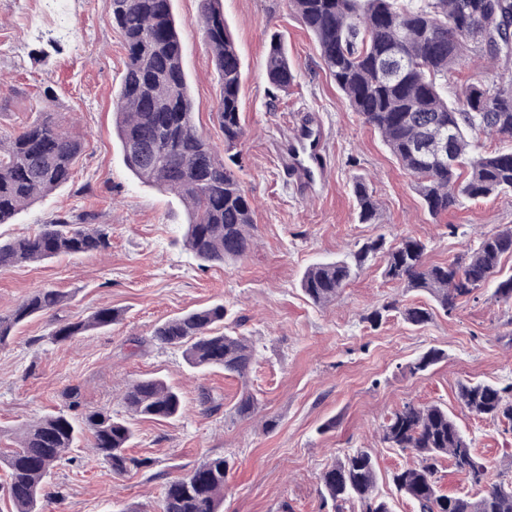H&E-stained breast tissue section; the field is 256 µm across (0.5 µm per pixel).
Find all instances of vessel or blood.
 <instances>
[{
	"label": "vessel or blood",
	"instance_id": "b4317fda",
	"mask_svg": "<svg viewBox=\"0 0 512 512\" xmlns=\"http://www.w3.org/2000/svg\"><path fill=\"white\" fill-rule=\"evenodd\" d=\"M290 185L300 195L313 194L327 174L328 138L320 117L304 112L295 121L284 145Z\"/></svg>",
	"mask_w": 512,
	"mask_h": 512
}]
</instances>
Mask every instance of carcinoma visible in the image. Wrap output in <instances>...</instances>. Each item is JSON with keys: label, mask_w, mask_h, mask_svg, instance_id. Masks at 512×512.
<instances>
[{"label": "carcinoma", "mask_w": 512, "mask_h": 512, "mask_svg": "<svg viewBox=\"0 0 512 512\" xmlns=\"http://www.w3.org/2000/svg\"><path fill=\"white\" fill-rule=\"evenodd\" d=\"M288 8L315 38L320 58L351 109L377 133L415 181L429 214L438 218L464 200L512 192V145L488 154L475 152L474 137L512 138V78L476 80L450 103L438 81L470 62L508 64L489 35L512 39V0H287ZM110 20L126 52L120 90L113 100L114 128L126 168L143 185L176 195L190 215L184 246L201 265L243 257L254 244L253 203L234 172L224 166L210 142L196 129L194 103L183 67V45L172 0H110ZM481 16L485 34L471 28ZM205 43L218 71L221 91L215 104L224 147L237 148L243 135V69L224 20L222 0H201ZM269 83L287 88L295 80L286 49L273 35L264 58ZM447 137L449 164L437 160L429 146ZM83 142L64 131L53 114L8 137L0 136V224L53 189L70 181ZM356 217L375 224L378 203L366 180L353 182ZM111 247L109 228L94 224L91 213L66 214L32 236L0 240V273L24 262L60 255L102 254ZM426 245L403 236L386 246L379 235L346 257L309 265L301 278L304 294L315 304L336 301L353 275L381 255L383 277L406 291L423 292L450 314L471 292L475 281L492 289L495 301L512 306V274L502 260L512 256V227L480 235L470 247L446 262L427 263ZM64 301L53 288H41L0 313V346L20 325L46 314ZM391 312L422 326L432 312L421 305L386 301L365 316L378 326ZM227 309L217 303L191 310L159 324L153 341L183 349L194 369H221L246 377L256 353L247 336L224 332ZM110 307L85 319L60 322L49 332L51 343L75 340L118 320ZM431 348L410 367L424 372L441 358ZM67 410L49 413L28 425L18 448L0 456L8 472L14 512H42L51 471L84 436L93 453L112 473L126 474L149 461L129 455L135 438L131 419L175 420L183 414L181 396L162 378L148 376L126 385L121 403L126 415L81 410L79 394H67ZM456 399L468 412L512 427V383L461 381ZM242 418L259 412L257 398L245 393L234 405ZM382 441L411 451L413 459L394 471L396 488L415 512H512V481L487 480L488 467L472 440L460 430L448 407L412 402L392 412L381 425ZM448 460L479 495L445 494L438 488L442 460ZM230 461L221 455L201 461L188 474L166 482L157 512H222L224 481ZM322 498L336 512L345 505L358 512H392L376 494L377 470L371 452L358 448L336 458L319 476Z\"/></svg>", "instance_id": "cac0c4a2"}]
</instances>
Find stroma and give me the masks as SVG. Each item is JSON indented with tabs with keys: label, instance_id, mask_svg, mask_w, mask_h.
<instances>
[{
	"label": "stroma",
	"instance_id": "stroma-1",
	"mask_svg": "<svg viewBox=\"0 0 512 512\" xmlns=\"http://www.w3.org/2000/svg\"><path fill=\"white\" fill-rule=\"evenodd\" d=\"M244 65V136L233 167L254 205L255 244L240 260L199 266L183 247L187 214L177 198L140 184L125 167L112 126V101L125 50L110 22V0H0V136L54 114L84 142L71 180L0 224V239L37 233L65 213L90 211L111 227L107 256H61L0 273V312L41 288L61 291L58 315L20 327L0 347V453L23 427L66 405L78 388L87 409L123 413V386L153 375L176 387L182 417L138 419L130 453L147 467L116 476L82 441L54 469L44 512H155L167 481L208 456L231 462L223 512H333L321 471L354 448L371 449L377 493L393 512H413L390 475L411 459L388 447L381 425L404 403L447 406L497 479L512 465V430L464 411L459 382H512V311L483 288L452 315L434 310L413 326L389 316L378 327L366 315L383 302L427 304L387 282L375 259L335 303L314 305L300 288L305 268L337 258L377 235H410L427 246L425 260L445 262L475 245L481 233L512 226V195L462 201L432 218L413 179L379 136L349 107L322 65L313 37L286 0H222ZM195 122L216 153L224 134L213 106L218 76L200 30V0H173ZM279 35L296 71L288 90H274L264 71L271 35ZM320 113L330 135L328 176L317 195H296L270 145L301 112ZM365 178L379 220L355 218L352 183ZM224 304V329L253 336L259 352L246 378L190 369L180 349L153 343L155 327L184 311ZM119 322L64 344L47 342L58 318H85L98 308ZM442 351L427 371L409 366L428 349ZM259 412L243 419V392ZM216 404L207 410L202 393Z\"/></svg>",
	"mask_w": 512,
	"mask_h": 512
}]
</instances>
